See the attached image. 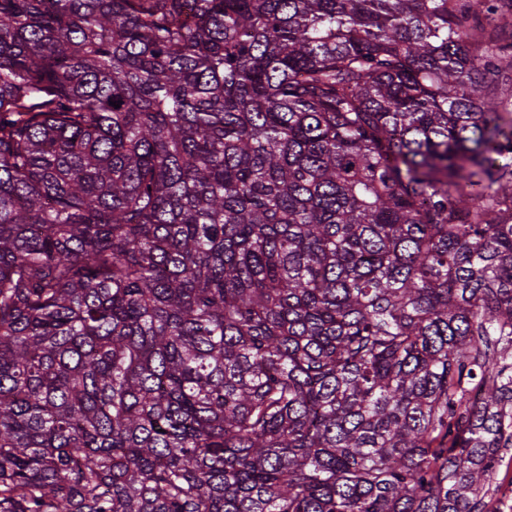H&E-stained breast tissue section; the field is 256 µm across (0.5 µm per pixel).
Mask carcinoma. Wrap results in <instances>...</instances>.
<instances>
[{
	"mask_svg": "<svg viewBox=\"0 0 512 512\" xmlns=\"http://www.w3.org/2000/svg\"><path fill=\"white\" fill-rule=\"evenodd\" d=\"M511 447L512 0H0V512H490Z\"/></svg>",
	"mask_w": 512,
	"mask_h": 512,
	"instance_id": "1",
	"label": "carcinoma"
}]
</instances>
